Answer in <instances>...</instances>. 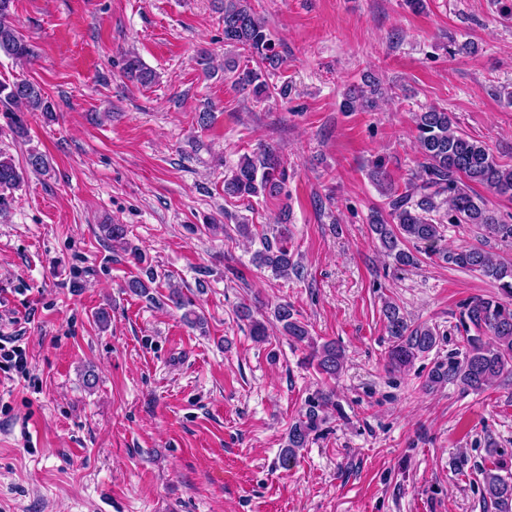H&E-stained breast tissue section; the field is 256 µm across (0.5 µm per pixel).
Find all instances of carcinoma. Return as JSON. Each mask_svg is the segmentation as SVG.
Returning a JSON list of instances; mask_svg holds the SVG:
<instances>
[{
    "mask_svg": "<svg viewBox=\"0 0 512 512\" xmlns=\"http://www.w3.org/2000/svg\"><path fill=\"white\" fill-rule=\"evenodd\" d=\"M14 0H0V53L19 62L35 57L33 46L19 35L10 21ZM224 14V44L240 46L248 52L244 64H225L233 83L252 87L256 99L269 96L268 78L283 65L273 34L266 21L258 16L251 0H220ZM126 77L141 85L155 81L156 74L139 57H124ZM378 94L375 82L349 90L342 109L364 111L374 104ZM15 113L13 132L25 131L28 114L52 116V105L44 89L36 82L22 80L12 85L0 83V103ZM416 142L422 162L407 179L404 191L393 189L389 173L380 162L374 165L372 179L387 197L385 206L371 211L369 224L375 240L399 268L418 264L417 255L407 247L425 244L435 246L442 238L441 224H472L503 241L512 239V215L504 217L489 207L485 198L475 194L470 184L485 186L491 193L512 197V167L499 163L489 148L480 141L456 130L451 113L431 108L414 115ZM50 162L47 155L33 149L26 167L17 166L11 156L0 151V214L10 208L6 192L25 181L26 171L44 174ZM287 172L279 156L263 147L239 161L231 175L224 178V196L234 199L253 197L277 198L282 194ZM288 208L282 209L280 230L273 236L260 237L261 248L253 260L260 269H268L277 277L300 276V266L288 249ZM442 257L459 268L477 272L499 283L505 299L474 297L463 311L465 331L461 349L448 354L429 371L423 388L430 391L445 384H458L465 390L481 392L495 381L512 376V262H506L475 246H465L442 253ZM390 344L387 363L392 370H405L421 355L431 352L439 342L437 332L424 324H412L400 308L387 302L383 308ZM282 331L296 344L311 349L319 373L334 377L343 368L342 347L328 340L317 343L307 325L294 318L292 309L283 304L275 311ZM330 395L320 393L308 398L305 411L289 428L288 444L283 460L290 461L309 445L326 419ZM483 512H512V471L500 459L482 471Z\"/></svg>",
    "mask_w": 512,
    "mask_h": 512,
    "instance_id": "carcinoma-1",
    "label": "carcinoma"
}]
</instances>
